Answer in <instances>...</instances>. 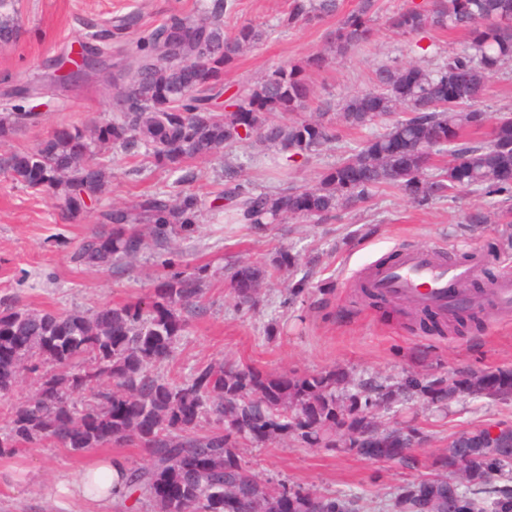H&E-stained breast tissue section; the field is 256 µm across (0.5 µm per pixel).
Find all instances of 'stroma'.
I'll list each match as a JSON object with an SVG mask.
<instances>
[{
  "mask_svg": "<svg viewBox=\"0 0 512 512\" xmlns=\"http://www.w3.org/2000/svg\"><path fill=\"white\" fill-rule=\"evenodd\" d=\"M225 30L243 22L271 25L270 37L247 50L224 75L228 93L242 92L266 72L283 63H297L324 50L342 14L357 0H339L337 14L296 26H279L289 0H228ZM420 0H378L372 42L308 72L312 86L309 111L337 104L345 96L372 87L377 67L412 59L433 64L464 50L460 31L402 35L389 17ZM199 0H15L19 33L0 47V113H31L15 133L0 141V159L34 148L63 124L89 126L111 119L117 105L106 92L108 72H100L78 88L57 82L58 63L80 45H94L100 34L113 31L127 16L137 18L121 45L135 50L139 38L172 15L196 12ZM339 140L321 154L298 159L303 182L331 165L346 147L361 140L360 132L337 124ZM275 149L238 143L205 161H193L188 171L204 199L192 234L179 241L185 271L207 266L199 309L188 313L189 326L176 344V357L162 375L188 378L198 367L227 358L265 373L284 370L316 374L333 367L347 369L358 380L389 385L411 370L435 376L470 371L512 369V315L494 308L481 313L479 326L459 335H427L397 306H365L358 287L376 265L395 261L412 248H433L451 263H470L479 273L469 283L475 295L488 293L494 281L512 275V194L476 195L465 191L421 206L396 190L376 193L368 202L341 212L336 220L313 224L286 219L254 231L242 224L215 219L209 210L224 187V166H240L260 191L279 190L266 169ZM106 184L99 206L131 203L140 194H176L183 186L177 174L158 166L144 149L112 147L103 151ZM479 212L484 222L473 224ZM94 212L64 220L51 200L35 195L0 170V297L20 305L58 312H90L105 304L136 302L148 297L154 275L162 271L166 250L153 247L132 262L112 268L80 266L70 259L75 245L96 230ZM296 257V271H282L251 309L237 305L224 279L225 267L236 261L270 264L279 253ZM307 275L308 284L292 297V273ZM387 422L416 429L423 450L415 467L368 461L343 447L308 448L288 438L266 445H245L241 454L261 480L315 488L327 493L360 496L368 512H390L401 486L430 474L428 454L447 447L458 431L484 425L512 426V400L461 396L447 410L417 404L407 413L393 412ZM121 456L129 465L148 459L139 443L94 448L78 455L43 441L0 457V512H98L96 505L73 500L64 510L51 501L55 481L72 476L89 460Z\"/></svg>",
  "mask_w": 512,
  "mask_h": 512,
  "instance_id": "stroma-1",
  "label": "stroma"
}]
</instances>
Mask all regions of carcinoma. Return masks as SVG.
Segmentation results:
<instances>
[{
	"label": "carcinoma",
	"mask_w": 512,
	"mask_h": 512,
	"mask_svg": "<svg viewBox=\"0 0 512 512\" xmlns=\"http://www.w3.org/2000/svg\"><path fill=\"white\" fill-rule=\"evenodd\" d=\"M227 7L228 0H212L142 38L112 75V97L120 105L112 120L89 130L61 126L34 148L8 156L3 166L11 179L74 219L98 200L106 177L99 155L110 145L143 147L179 172L189 160L254 140L282 156L288 186L256 193L228 164L218 198L235 223L256 230L286 218L320 224L382 188H396L419 205L450 191L512 193V113L476 107L489 80L512 62V0H436L430 9L390 17L391 27L407 35L462 30L468 46L433 66L415 61L379 68L371 88L336 105L342 123L368 136L300 185L295 157L317 155L337 139L324 112L293 118L310 100L305 71L370 41L374 0H358L340 20L333 57L317 52L280 65L215 113L211 104L226 92L224 73L267 34L251 22L225 32ZM11 9L12 0H0V43L18 34ZM337 10L338 0H291L281 24L310 23ZM31 118L27 112L0 116V139ZM201 208L190 191L143 194L128 206L99 208L96 223L106 230L84 238L70 259L110 268L154 245L168 250L173 265L178 239L194 231ZM206 273L205 266L166 273L147 299L90 313L31 310L0 299V396L26 378L34 385L13 408L0 452L43 440L77 453L137 442L148 449L149 463L122 467L120 497L146 502L152 512H363L359 497L262 482L239 448L293 435L310 448L342 443L367 460L402 452L401 464L410 466L420 440L387 424L381 412L413 397L436 407L464 394L512 397V369L473 371L451 382L408 372L382 385L357 381L341 367L267 374L219 361L183 381L164 378L156 369L173 358L187 329L183 312L200 301ZM273 276L274 270L243 261L227 268L237 303L248 308L259 304ZM203 423L210 428L202 433ZM478 433L432 452L430 477L401 488L392 512H449L450 498L464 501L466 512H512V454L472 447Z\"/></svg>",
	"instance_id": "cac0c4a2"
}]
</instances>
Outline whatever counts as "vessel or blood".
<instances>
[{"mask_svg": "<svg viewBox=\"0 0 512 512\" xmlns=\"http://www.w3.org/2000/svg\"><path fill=\"white\" fill-rule=\"evenodd\" d=\"M473 268L439 259L434 252L408 249L395 265H379L371 275L376 288L389 296L440 311L475 304L466 284Z\"/></svg>", "mask_w": 512, "mask_h": 512, "instance_id": "vessel-or-blood-1", "label": "vessel or blood"}]
</instances>
